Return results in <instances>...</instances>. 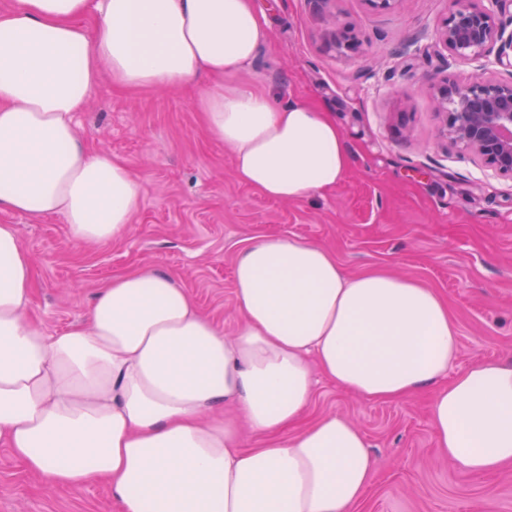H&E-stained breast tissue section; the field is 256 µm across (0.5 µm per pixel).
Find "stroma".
Masks as SVG:
<instances>
[{"label": "stroma", "mask_w": 512, "mask_h": 512, "mask_svg": "<svg viewBox=\"0 0 512 512\" xmlns=\"http://www.w3.org/2000/svg\"><path fill=\"white\" fill-rule=\"evenodd\" d=\"M269 35L246 78L280 102L331 112L352 154L336 188L309 201H276L240 182L211 139L192 88L125 91L102 82L76 119L92 150L112 154L141 182L128 231L77 245L56 217L15 225L34 270L31 316L50 333L83 320L112 276L152 267L176 279L225 335L239 327L233 267L261 236L324 246L351 274L385 269L423 280L459 328L454 371L481 360L512 363V178L437 136L436 86L466 82L472 62L439 40L451 0H260ZM350 30L357 50L337 48ZM430 392L375 404L315 375L306 421L338 414L365 433L375 467L358 512H512V467L472 476L439 452ZM0 512H118L105 483L44 492L0 447Z\"/></svg>", "instance_id": "35a3bbf8"}]
</instances>
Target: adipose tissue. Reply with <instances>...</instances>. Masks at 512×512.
Wrapping results in <instances>:
<instances>
[{
    "label": "adipose tissue",
    "mask_w": 512,
    "mask_h": 512,
    "mask_svg": "<svg viewBox=\"0 0 512 512\" xmlns=\"http://www.w3.org/2000/svg\"><path fill=\"white\" fill-rule=\"evenodd\" d=\"M265 38L256 0H14L0 11V211L60 218L82 245L127 232L140 180L75 119L106 77L198 86L206 133L268 199L336 187L352 157L335 117L239 80ZM32 283L0 224V447L48 488L105 481L119 512H355L373 460L350 420L305 422L316 370L371 402L432 390L443 456L476 475L512 464V364L451 373L458 328L423 281L350 275L323 246L260 237L235 260L230 338L150 267L112 277L59 334L30 319Z\"/></svg>",
    "instance_id": "adipose-tissue-1"
}]
</instances>
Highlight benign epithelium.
<instances>
[{"label":"benign epithelium","instance_id":"obj_1","mask_svg":"<svg viewBox=\"0 0 512 512\" xmlns=\"http://www.w3.org/2000/svg\"><path fill=\"white\" fill-rule=\"evenodd\" d=\"M452 2L440 40L453 57L478 63V73L464 85L445 80L437 87L440 135L493 174L512 177V73L504 78L494 71L512 68L508 0Z\"/></svg>","mask_w":512,"mask_h":512}]
</instances>
